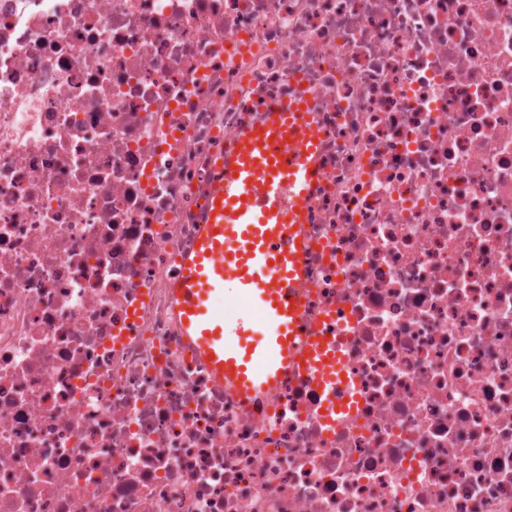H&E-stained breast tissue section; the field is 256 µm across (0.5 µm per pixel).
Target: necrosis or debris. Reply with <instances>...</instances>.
I'll return each instance as SVG.
<instances>
[{"mask_svg": "<svg viewBox=\"0 0 512 512\" xmlns=\"http://www.w3.org/2000/svg\"><path fill=\"white\" fill-rule=\"evenodd\" d=\"M296 92L334 425L216 384L168 291ZM0 512H512V0H0Z\"/></svg>", "mask_w": 512, "mask_h": 512, "instance_id": "1", "label": "necrosis or debris"}]
</instances>
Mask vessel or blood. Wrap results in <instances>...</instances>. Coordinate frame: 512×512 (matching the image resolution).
<instances>
[{
    "mask_svg": "<svg viewBox=\"0 0 512 512\" xmlns=\"http://www.w3.org/2000/svg\"><path fill=\"white\" fill-rule=\"evenodd\" d=\"M320 133L309 96L288 97L240 132L224 156V176L201 216L197 246L170 287L196 352L216 381L242 400L264 394L289 368L314 388L345 381L340 346L304 333L303 224L318 178ZM267 270L266 282L257 271ZM232 276L244 304H257L266 326L255 346L243 345L248 315L224 318L211 301Z\"/></svg>",
    "mask_w": 512,
    "mask_h": 512,
    "instance_id": "b4317fda",
    "label": "vessel or blood"
}]
</instances>
